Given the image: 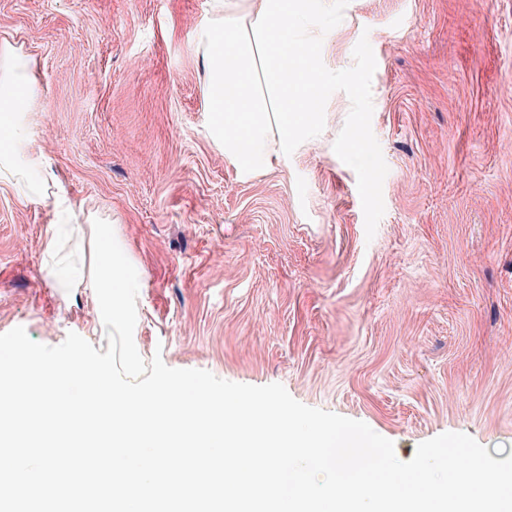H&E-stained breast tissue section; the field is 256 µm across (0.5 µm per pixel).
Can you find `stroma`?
<instances>
[{"instance_id": "35a3bbf8", "label": "stroma", "mask_w": 512, "mask_h": 512, "mask_svg": "<svg viewBox=\"0 0 512 512\" xmlns=\"http://www.w3.org/2000/svg\"><path fill=\"white\" fill-rule=\"evenodd\" d=\"M322 142L242 177L210 135L208 0H0L33 134L75 212L121 225L144 360L365 422L399 460L512 455V0H335ZM52 201L0 185V334L98 351L43 270Z\"/></svg>"}]
</instances>
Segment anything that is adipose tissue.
<instances>
[{
	"label": "adipose tissue",
	"instance_id": "adipose-tissue-1",
	"mask_svg": "<svg viewBox=\"0 0 512 512\" xmlns=\"http://www.w3.org/2000/svg\"><path fill=\"white\" fill-rule=\"evenodd\" d=\"M335 15L333 0H209L208 22L196 36L207 108L213 136L240 174L287 164L321 141L327 86L317 67L336 34ZM35 90L27 55L1 42L0 184L25 201L53 198L43 255L59 298L90 293L98 325L130 339L140 326L145 274L119 225H92L88 237L62 227L74 207L45 167L22 106Z\"/></svg>",
	"mask_w": 512,
	"mask_h": 512
}]
</instances>
